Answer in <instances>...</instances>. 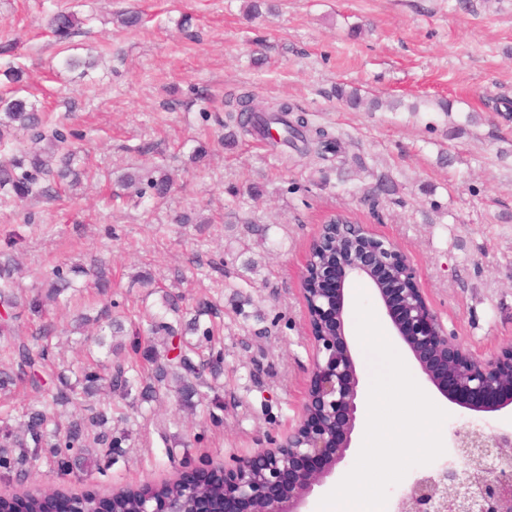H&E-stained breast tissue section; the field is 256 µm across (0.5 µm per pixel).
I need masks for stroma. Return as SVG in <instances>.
<instances>
[{
    "label": "stroma",
    "mask_w": 512,
    "mask_h": 512,
    "mask_svg": "<svg viewBox=\"0 0 512 512\" xmlns=\"http://www.w3.org/2000/svg\"><path fill=\"white\" fill-rule=\"evenodd\" d=\"M278 16L248 19L244 0H0L1 72L21 68V95L48 113L80 147L77 187L50 199H0V250L21 266V284L54 267L105 259L118 314L144 312L136 272L178 285L189 307L222 310L224 407L200 398L127 412L129 437L116 448L74 455L69 471L51 460L15 462L0 494L51 484L66 493L161 485L283 441L301 420L313 346L300 291L305 255L324 219L345 214L395 243L413 263L423 293L450 335L481 355L512 343V0H277ZM125 8L147 24L113 21ZM59 10L93 16L64 42L47 29ZM98 57L88 76L61 66L67 55ZM405 103L452 101L451 113L354 110L336 84ZM252 91L286 98L312 125L341 141L342 156L320 159L271 137L245 136L225 148L219 122ZM206 145L200 165L191 149ZM448 164H441V156ZM176 178L160 201L125 197L121 176L153 167ZM388 175L398 190L363 199ZM264 184L258 202L228 193ZM267 225L265 239L227 230L231 212ZM208 224H180L188 210ZM183 283H176L177 271ZM92 309L89 295L50 309L60 334L52 358L76 364L81 336L69 326Z\"/></svg>",
    "instance_id": "obj_1"
}]
</instances>
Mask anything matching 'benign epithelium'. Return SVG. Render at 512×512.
<instances>
[{
	"mask_svg": "<svg viewBox=\"0 0 512 512\" xmlns=\"http://www.w3.org/2000/svg\"><path fill=\"white\" fill-rule=\"evenodd\" d=\"M336 261L318 263V253ZM301 289L314 356L299 426L274 448L235 460L224 472L223 512H307L309 498L336 480L352 448L360 377L345 339V288L356 278L377 284L393 332L425 379L448 400L474 412L454 432L463 465L414 480L395 512H512V431L486 430V414L512 406V344L476 356L448 335L427 303L408 258L369 225L335 217L320 225L305 255ZM140 512H212L193 485L180 502L147 495Z\"/></svg>",
	"mask_w": 512,
	"mask_h": 512,
	"instance_id": "benign-epithelium-1",
	"label": "benign epithelium"
}]
</instances>
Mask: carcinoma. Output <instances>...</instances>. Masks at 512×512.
I'll list each match as a JSON object with an SVG mask.
<instances>
[{
  "label": "carcinoma",
  "mask_w": 512,
  "mask_h": 512,
  "mask_svg": "<svg viewBox=\"0 0 512 512\" xmlns=\"http://www.w3.org/2000/svg\"><path fill=\"white\" fill-rule=\"evenodd\" d=\"M272 8L268 0H247L245 15L257 19L272 12ZM88 22L89 19L80 18L75 12L57 11L51 16L49 26L58 40L66 41ZM116 22L125 30H135L143 19L137 11H123L116 15ZM335 95L351 109L364 107L373 112L386 106L395 112L404 106L400 99L386 103L377 97L367 99L358 89H349L344 84L336 85ZM274 123L283 126L286 143L299 140L307 147L312 145L319 156L340 149L338 139L325 128L312 126L306 111L298 105L287 100L261 103L250 93L239 96L237 109L227 112L223 124L224 146H235L242 133L268 136ZM21 130L31 133L32 147L20 149L8 161L0 163L1 192L23 201L51 193L52 187L42 183L46 178L62 185L78 181L76 151L70 149L60 155L56 152L57 143L63 142L64 135L49 127L45 116L27 98L1 95L0 144ZM123 186L134 189L140 198L148 193L155 199H164L173 189V180L165 173L149 171L144 175H127ZM16 272L12 254L0 251V308L3 309L0 335L11 337L5 349L6 361L0 363V391L6 393L20 383H27L36 390L46 389L51 399L39 408H27L16 427L6 420L0 422L1 469L11 471L14 448L19 450V457L33 467L49 454L57 467L65 471L69 467V452L75 449L118 447L127 432L112 426L110 401L91 407L85 413H74L66 426H60L58 408L77 407L81 394L114 393L122 400H130L129 406L135 408L140 402L160 401V390L169 388L171 381L185 397L199 395L204 389L212 392L217 389L224 354L215 351L212 345L214 327L200 321L201 316L211 312L212 306L198 308V313L188 319L182 297L172 291L161 295L163 312L149 314L147 335H142L138 325L133 330L130 343L133 353L141 348L146 353L153 351L156 338L165 347V355L154 361L151 373L144 375L132 364L112 362L114 347L106 337L122 335L124 322L112 317V277L103 261L92 267L91 288L95 290L100 310L92 319L82 318L83 323H92L95 331L86 337L85 361L77 367V378L72 382L61 371L48 375L46 366L57 329L53 323L44 321V316L50 307L69 301V293L77 291L74 276L85 273V269L77 264L67 269L58 266L39 286L29 289L21 286ZM25 313L29 321L19 330L13 321ZM185 489L180 480L158 488L126 489L111 497L110 509L111 512H139L145 495L178 499ZM195 490L202 499L218 504L223 499L224 482L217 475ZM60 498V492L46 488L18 501L0 500V508L5 512L16 507L24 512H45Z\"/></svg>",
  "instance_id": "cac0c4a2"
}]
</instances>
